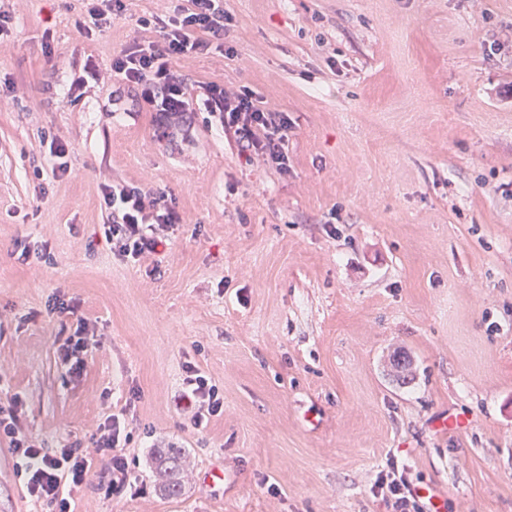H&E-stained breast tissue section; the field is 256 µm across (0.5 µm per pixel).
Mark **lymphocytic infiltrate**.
<instances>
[{"label": "lymphocytic infiltrate", "instance_id": "f902f5d3", "mask_svg": "<svg viewBox=\"0 0 512 512\" xmlns=\"http://www.w3.org/2000/svg\"><path fill=\"white\" fill-rule=\"evenodd\" d=\"M231 21L224 0H182L173 17L161 24L156 41H135L113 55L112 75L153 112L160 138L174 137L190 126L192 112L201 106L218 119L225 138L234 141L241 152L261 158L279 174H287L288 134L292 129L287 112L268 108L263 98L246 86L230 91L209 83L194 90L189 78L174 65L180 57L206 56L215 51L232 58L235 50L226 43ZM101 196L112 215L104 237L126 260L156 252L163 243L162 231L180 221L177 211L160 193L112 183L102 185ZM184 384L177 406L190 413L194 427H203L221 412L224 399L194 366H187ZM22 407L17 395L7 406H0V438L7 440L16 458V474L30 497L57 506L59 512H69L67 494L86 481L93 461L76 442L48 451L43 442L24 429ZM126 440L119 415H108L96 444L112 457L110 486L115 491L137 483L122 453Z\"/></svg>", "mask_w": 512, "mask_h": 512}]
</instances>
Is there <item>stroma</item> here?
Instances as JSON below:
<instances>
[{
    "instance_id": "obj_1",
    "label": "stroma",
    "mask_w": 512,
    "mask_h": 512,
    "mask_svg": "<svg viewBox=\"0 0 512 512\" xmlns=\"http://www.w3.org/2000/svg\"><path fill=\"white\" fill-rule=\"evenodd\" d=\"M175 5L126 0L88 36L86 0H0V403L20 395L46 448L93 458L72 512H397L383 472L442 512H512V0H224L234 57L175 66L288 112L285 176L205 111L158 141L113 80ZM112 181L165 193L167 249L113 254ZM81 320L72 378L57 348ZM188 364L224 398L201 429L175 408ZM119 411L144 488L115 494L96 440ZM170 446L176 498L154 488ZM15 462L0 442V512H57ZM156 471L160 479L158 490L164 497H177L182 492L183 456L178 448H156Z\"/></svg>"
}]
</instances>
